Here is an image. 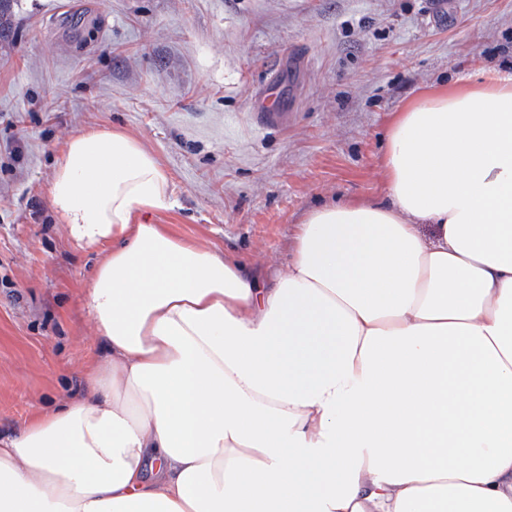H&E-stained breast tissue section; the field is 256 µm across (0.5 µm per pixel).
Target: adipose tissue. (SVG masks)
Masks as SVG:
<instances>
[{
  "instance_id": "adipose-tissue-1",
  "label": "adipose tissue",
  "mask_w": 512,
  "mask_h": 512,
  "mask_svg": "<svg viewBox=\"0 0 512 512\" xmlns=\"http://www.w3.org/2000/svg\"><path fill=\"white\" fill-rule=\"evenodd\" d=\"M384 167L264 272L145 223L176 201L137 139L72 136L104 355L0 436V512H512V74L414 97Z\"/></svg>"
}]
</instances>
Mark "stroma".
I'll return each instance as SVG.
<instances>
[{
	"mask_svg": "<svg viewBox=\"0 0 512 512\" xmlns=\"http://www.w3.org/2000/svg\"><path fill=\"white\" fill-rule=\"evenodd\" d=\"M0 0V434L84 391L95 252L58 223L65 143L118 129L167 172L189 240L285 266L310 209L386 199L395 112L512 71V0ZM275 95L278 108L260 104Z\"/></svg>",
	"mask_w": 512,
	"mask_h": 512,
	"instance_id": "obj_1",
	"label": "stroma"
}]
</instances>
